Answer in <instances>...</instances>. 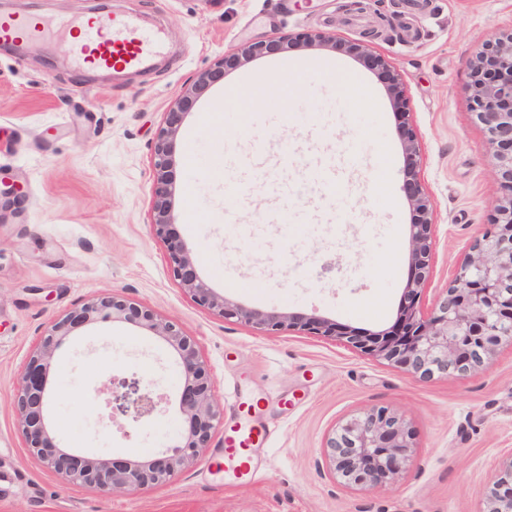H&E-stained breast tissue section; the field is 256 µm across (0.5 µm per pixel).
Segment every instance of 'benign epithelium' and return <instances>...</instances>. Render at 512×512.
I'll use <instances>...</instances> for the list:
<instances>
[{
	"label": "benign epithelium",
	"instance_id": "benign-epithelium-1",
	"mask_svg": "<svg viewBox=\"0 0 512 512\" xmlns=\"http://www.w3.org/2000/svg\"><path fill=\"white\" fill-rule=\"evenodd\" d=\"M300 48L346 52L384 82L399 118L398 133L406 159L403 192L412 209L408 280L396 321L387 330L360 333L315 314L261 310L228 300L210 288L197 271V260L185 248L172 221L177 178L176 139L183 120L198 99L224 75L263 56ZM471 113L486 134L492 177L501 189L490 228L458 262L448 287L431 305L422 293L432 276L434 201L419 174L420 145L406 112L400 74L365 41L345 43L323 32H300L246 43L224 54L200 72L164 113L152 146V232L167 247V266L175 281L200 308L226 321L244 323L261 332L288 330L344 341L353 347L421 378H458L476 374L505 342L512 344V30L476 48L469 62ZM20 186L0 188V209L22 213ZM121 321L161 337L175 355L181 377L178 406L185 428L180 441L148 461L98 455L86 448L61 449L48 422L52 393L49 376L56 351L73 332L97 322ZM109 380L95 389L111 394L110 403L138 424L156 411L160 395L145 384L133 393L118 392ZM18 426L27 448L67 483L93 486L113 495L135 494L169 481L209 447L221 410L213 379L196 343L180 326L162 319L119 294L93 298L45 330L13 389ZM412 432L400 416L385 407L372 408L335 428L323 446L327 473L351 488L392 484L410 459ZM485 512H512V453L489 480Z\"/></svg>",
	"mask_w": 512,
	"mask_h": 512
}]
</instances>
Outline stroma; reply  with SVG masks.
<instances>
[{"label":"stroma","instance_id":"1","mask_svg":"<svg viewBox=\"0 0 512 512\" xmlns=\"http://www.w3.org/2000/svg\"><path fill=\"white\" fill-rule=\"evenodd\" d=\"M0 0L39 17L135 14L168 50L148 73L75 69L66 41L42 55L0 52V179L20 181V217L0 221V512H484V485L512 453V346L464 379L423 380L347 344L260 334L199 308L170 276L151 228V152L186 84L247 42L303 31L373 45L399 72L435 201L424 304L482 236L501 190L470 114L477 44L512 28V0ZM255 115L246 125L242 115ZM398 118L377 74L332 50L254 59L212 85L177 138L173 222L220 295L260 309L389 328L409 273L412 210L402 191ZM267 148L254 154L252 145ZM356 150L341 197L306 180ZM210 170L193 178L188 157ZM388 196H381L380 187ZM194 195L200 221L188 223ZM338 259L331 278L319 255ZM121 294L195 339L223 408L209 448L170 482L133 495L66 483L18 428L13 387L46 327L90 299ZM157 380L149 420L109 419L88 394L108 378ZM51 429L67 448L149 459L182 429L179 374L165 342L126 322L77 331L50 375ZM245 397L271 429L258 472L224 475V435ZM373 406L401 416L414 449L393 485L349 489L323 470L328 432Z\"/></svg>","mask_w":512,"mask_h":512}]
</instances>
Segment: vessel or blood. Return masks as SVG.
Segmentation results:
<instances>
[{
	"label": "vessel or blood",
	"instance_id": "obj_1",
	"mask_svg": "<svg viewBox=\"0 0 512 512\" xmlns=\"http://www.w3.org/2000/svg\"><path fill=\"white\" fill-rule=\"evenodd\" d=\"M75 30L82 34L81 44L72 50L73 63L79 68L147 71L165 52L164 35L135 16L102 13L92 20L75 18L65 23L35 22L20 14L0 17V41L20 38L43 44ZM240 413L244 422L224 439V472L237 478L255 474V450L270 439L268 430L247 422L248 407H241Z\"/></svg>",
	"mask_w": 512,
	"mask_h": 512
}]
</instances>
